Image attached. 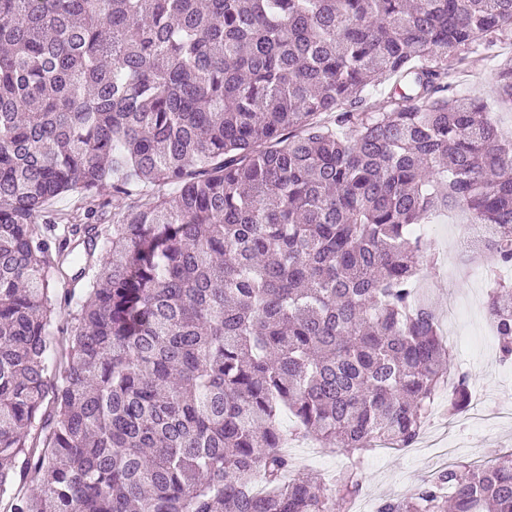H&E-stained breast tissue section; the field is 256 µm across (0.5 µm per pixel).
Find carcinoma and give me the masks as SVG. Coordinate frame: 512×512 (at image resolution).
Returning a JSON list of instances; mask_svg holds the SVG:
<instances>
[{
  "label": "carcinoma",
  "instance_id": "cac0c4a2",
  "mask_svg": "<svg viewBox=\"0 0 512 512\" xmlns=\"http://www.w3.org/2000/svg\"><path fill=\"white\" fill-rule=\"evenodd\" d=\"M511 36L512 0H0L4 512H348L357 470L286 477L280 416L419 437L452 365L420 225L462 211L512 268V133L456 90L479 54L512 107ZM148 185L81 253L42 228ZM488 310L512 362L511 281ZM377 512H512V451ZM82 203L80 200L78 201L77 197L69 194L57 199L53 203L52 209L62 213H73L75 216L77 214L78 217L75 219V223L80 224L81 228L84 225H94L100 230L102 228L107 229V226L111 225L115 202L112 200V193L109 188H102L95 196L92 204H90L95 211L94 218L90 220L85 219L83 208L85 204ZM50 288H55L54 292L56 295H58V301L56 306V318H55V328L56 326L60 328L62 331H64V335L69 334L72 323H71V316L69 315L71 313V306L68 307L67 305H64L63 301L62 304H60V297L62 294L63 288H69L67 282L64 284L62 279L55 278L51 281Z\"/></svg>",
  "mask_w": 512,
  "mask_h": 512
}]
</instances>
